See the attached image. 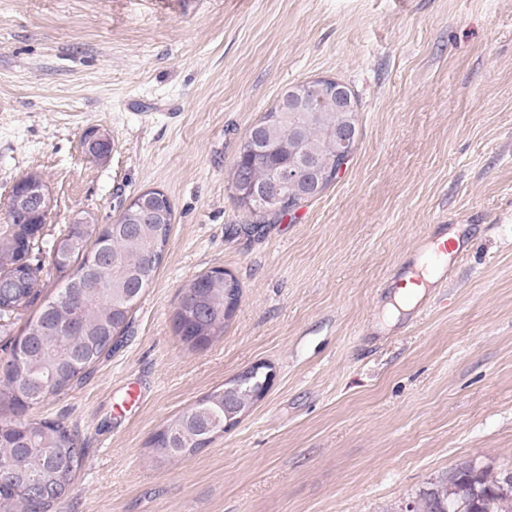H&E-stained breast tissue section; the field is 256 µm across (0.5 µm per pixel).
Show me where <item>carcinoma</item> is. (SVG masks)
I'll list each match as a JSON object with an SVG mask.
<instances>
[{"label":"carcinoma","instance_id":"cac0c4a2","mask_svg":"<svg viewBox=\"0 0 512 512\" xmlns=\"http://www.w3.org/2000/svg\"><path fill=\"white\" fill-rule=\"evenodd\" d=\"M342 122L343 116L328 104L316 106L314 112L277 116L271 125L277 151L262 165L253 164L244 154V145H239L230 179L239 206L255 213L240 181L262 184L273 165L288 162L291 129L303 132V148L332 163L336 128ZM38 223L28 215L0 224V335L6 337L4 349L17 355L0 377V412L13 415L0 423V472H12L8 482H0V512H61L73 493L85 457L79 434L62 419L33 417L29 411L86 382L100 359L110 356L112 336L123 335L133 306L162 263L147 256L165 253L173 210L164 198L152 224L117 221L121 228L109 239L112 259L107 262L96 257V236L103 227L95 217L88 224L67 225L57 236L60 246L73 238L82 240V245L68 259L63 287L26 320L24 315L39 296L35 285L43 270L40 255L47 253L49 264L56 266L54 245L45 251L44 240L31 236L32 226ZM23 244L38 258L33 260L34 267L17 277L10 274V266ZM239 296V282L226 281L220 270L193 280L184 289L176 313L182 341L197 349L223 335L224 322L233 314ZM21 321L19 334L11 335ZM269 383L270 376L255 365L202 397L153 434V457L164 462L195 454L203 448L204 436L195 412L205 411L221 427L226 388L237 387L235 407L241 415L263 398ZM403 512H512V472L495 475L487 467L460 462L439 476L419 500L406 504Z\"/></svg>","mask_w":512,"mask_h":512}]
</instances>
